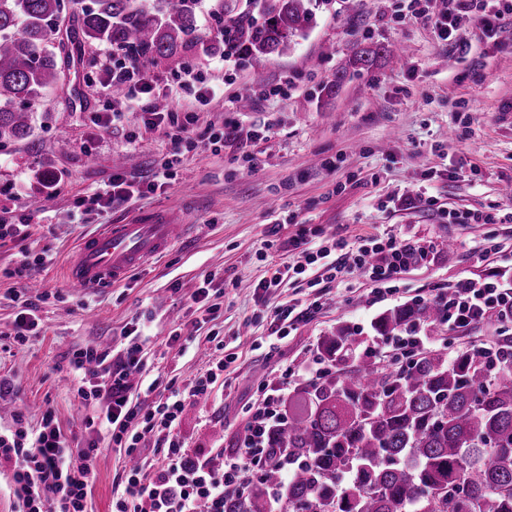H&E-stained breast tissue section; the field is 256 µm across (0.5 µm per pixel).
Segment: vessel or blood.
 Wrapping results in <instances>:
<instances>
[{
  "instance_id": "obj_1",
  "label": "vessel or blood",
  "mask_w": 512,
  "mask_h": 512,
  "mask_svg": "<svg viewBox=\"0 0 512 512\" xmlns=\"http://www.w3.org/2000/svg\"><path fill=\"white\" fill-rule=\"evenodd\" d=\"M186 230L176 216L163 213L101 225L79 243L66 268L67 285L77 292L120 285L134 269L168 252Z\"/></svg>"
}]
</instances>
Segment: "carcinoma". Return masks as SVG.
Returning <instances> with one entry per match:
<instances>
[{"instance_id": "1", "label": "carcinoma", "mask_w": 512, "mask_h": 512, "mask_svg": "<svg viewBox=\"0 0 512 512\" xmlns=\"http://www.w3.org/2000/svg\"><path fill=\"white\" fill-rule=\"evenodd\" d=\"M71 2L79 26L63 39L66 0H0V142L29 136L74 41L170 70L207 42L199 0ZM239 2L219 0L217 36L252 58L286 52L315 19L313 0H260L258 19ZM417 321H440L438 305L389 309L373 328L390 336ZM355 343L343 326L319 338L328 371L281 400L282 422L265 434L274 463L225 496L224 512H512V363L474 344L451 360L427 349L409 365L349 366Z\"/></svg>"}]
</instances>
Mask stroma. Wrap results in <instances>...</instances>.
Listing matches in <instances>:
<instances>
[{"mask_svg":"<svg viewBox=\"0 0 512 512\" xmlns=\"http://www.w3.org/2000/svg\"><path fill=\"white\" fill-rule=\"evenodd\" d=\"M397 8L396 0H321L304 38L285 54L246 59L230 84L223 52L188 50L189 65L224 89L198 110L197 127L261 123L263 138L229 141L217 154L198 148L173 185L80 223L73 214L82 197L111 182L113 172L149 173L171 145L145 126L135 104H120L113 126L93 127V113L107 105L97 77L112 65L110 47L65 69L62 85L38 107L33 134L0 145V209L33 217L25 238L0 242V379L11 384L0 393V426L9 427L21 412L35 428L49 411L68 436L84 440L85 420L96 408L73 390L69 354L88 344L117 354L133 341L147 368L182 392L212 361L229 359L226 386L187 399L179 435L196 454L231 451L265 382L297 386L290 371L320 336L339 325L373 335L381 313L415 295L430 298L449 283L506 267L502 256L478 261L473 247L491 237L504 253L512 251V199L505 194L512 186V26L486 42L462 24L471 44L462 57L441 46L424 19L396 22ZM372 45L385 49L374 67L351 70L354 55ZM402 51L409 63L395 66L392 58ZM257 69L268 82L292 76L295 88L240 110ZM341 70L347 76L339 85ZM428 195L433 204H425ZM158 208L184 210L192 223L180 246L120 286L70 291L65 269L83 238L100 224H122ZM451 210L490 212L498 220L452 224ZM302 227L320 240L348 243L392 233L418 242L422 254L391 300L375 302L361 274L338 278L321 309L279 340L270 335L273 312L305 298L304 288L287 280L265 298L252 290L270 276L271 260H296L290 241ZM24 252L47 253L53 262L36 272L28 290L40 303L42 328L19 343L8 335L16 315L9 295L18 282L5 272ZM207 274L210 300L218 305L211 318L190 299ZM137 324L139 336L129 338ZM173 333L198 343V352L170 343ZM126 464L112 442L100 443L93 512H111Z\"/></svg>","mask_w":512,"mask_h":512,"instance_id":"1","label":"stroma"}]
</instances>
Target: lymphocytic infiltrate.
I'll use <instances>...</instances> for the list:
<instances>
[{
	"label": "lymphocytic infiltrate",
	"mask_w": 512,
	"mask_h": 512,
	"mask_svg": "<svg viewBox=\"0 0 512 512\" xmlns=\"http://www.w3.org/2000/svg\"><path fill=\"white\" fill-rule=\"evenodd\" d=\"M426 17L450 52H463L466 43L455 37L461 19H469L486 39H494L505 22H512V0H448L444 10ZM105 82L121 86L127 100L140 102L145 124L160 130L171 149L160 168L144 180L113 174L109 184L82 199L86 210L103 213L137 201L145 191L175 181L186 153L201 144L220 152L232 135L221 126L197 131L192 112L158 110L163 78L142 71L134 61L117 58ZM293 245L299 251L298 262L274 264L271 277L255 286V295L271 294L293 278L318 288L349 269L364 273L373 297L384 299L396 294L399 275L418 260L417 247L394 236L363 238L340 253L335 246L308 240L302 231ZM500 278L495 271L463 279L436 296L449 331L464 332L495 321L512 323V287H504ZM431 343L414 327L385 343L369 338L361 346L365 355L408 363ZM69 364L82 404L98 405L95 416L87 420L94 437L76 450L52 413H44L35 429L22 414H15L12 427L0 431V470L12 473L14 512H89L93 460L103 437L130 461L113 493L112 512H224L225 495L245 492L254 466L267 460L266 428L281 419V395L274 383H267L262 400L250 407L239 451L225 456L223 468L217 469L209 456L189 457L177 432L185 397L160 392L161 380L148 378L139 347H128L115 357L110 349L89 345L73 351ZM150 433L155 436L157 467L148 477L140 443Z\"/></svg>",
	"instance_id": "lymphocytic-infiltrate-1"
}]
</instances>
